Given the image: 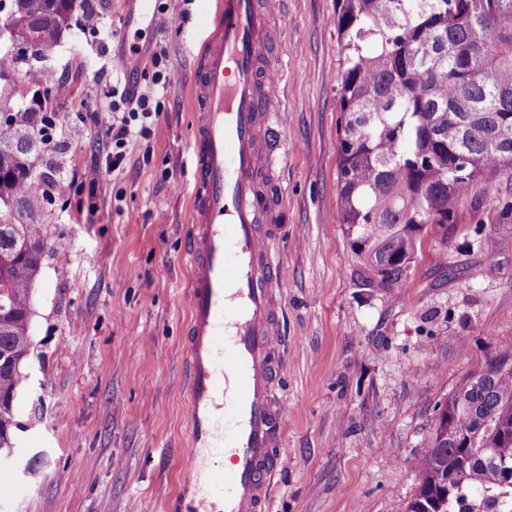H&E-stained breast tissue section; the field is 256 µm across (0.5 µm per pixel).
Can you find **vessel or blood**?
I'll return each instance as SVG.
<instances>
[{
    "instance_id": "b4317fda",
    "label": "vessel or blood",
    "mask_w": 512,
    "mask_h": 512,
    "mask_svg": "<svg viewBox=\"0 0 512 512\" xmlns=\"http://www.w3.org/2000/svg\"><path fill=\"white\" fill-rule=\"evenodd\" d=\"M127 25L154 26L156 0H129ZM272 0H217L197 57L190 319L183 342L188 446L179 466L194 485L170 512H271L284 464L283 265L271 244L286 203L270 193L286 107L274 61ZM227 457L216 469L210 461ZM224 490L215 505L209 489Z\"/></svg>"
}]
</instances>
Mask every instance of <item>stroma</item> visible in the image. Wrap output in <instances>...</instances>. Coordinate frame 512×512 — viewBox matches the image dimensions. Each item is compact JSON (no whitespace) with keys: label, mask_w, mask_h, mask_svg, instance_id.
<instances>
[{"label":"stroma","mask_w":512,"mask_h":512,"mask_svg":"<svg viewBox=\"0 0 512 512\" xmlns=\"http://www.w3.org/2000/svg\"><path fill=\"white\" fill-rule=\"evenodd\" d=\"M206 0H161L152 31L125 28L123 0H84L53 50L22 63L65 97L55 149L38 174L100 164L112 85L133 81L159 113L127 146L123 169L50 198L46 254L32 300V350L14 402L21 428L0 512H165L187 483L182 353L188 322L193 85ZM108 29H83L85 13ZM336 0H282L288 102L277 177L287 210L274 242L284 269L286 468L272 512H406L413 467L436 409L474 365L512 345V170L477 180L455 223L432 226L397 288L366 285L339 220ZM168 54L169 88L149 68L126 74L124 44ZM462 268L443 279L445 265Z\"/></svg>","instance_id":"35a3bbf8"}]
</instances>
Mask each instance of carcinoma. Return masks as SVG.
I'll use <instances>...</instances> for the list:
<instances>
[{"label": "carcinoma", "mask_w": 512, "mask_h": 512, "mask_svg": "<svg viewBox=\"0 0 512 512\" xmlns=\"http://www.w3.org/2000/svg\"><path fill=\"white\" fill-rule=\"evenodd\" d=\"M14 33L38 34L44 56L71 27L74 0H7ZM336 27L340 223L367 282L394 288L430 224H452L478 179L512 169V0H341ZM20 57L0 45V76ZM21 81L0 87V455L12 452V409L31 349L36 285L48 240L45 199L27 191L53 123L14 109ZM406 512H512V346L476 364L438 408L414 461Z\"/></svg>", "instance_id": "carcinoma-1"}]
</instances>
